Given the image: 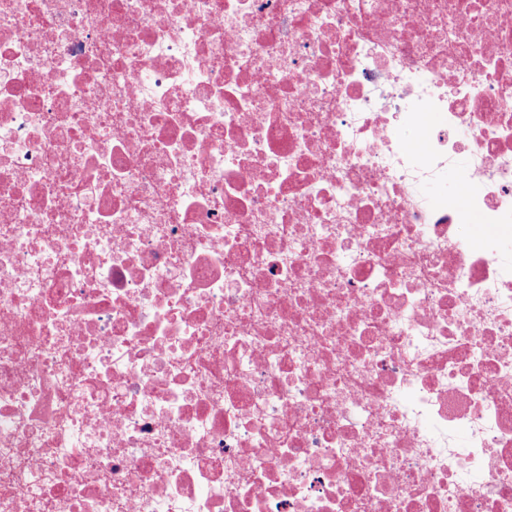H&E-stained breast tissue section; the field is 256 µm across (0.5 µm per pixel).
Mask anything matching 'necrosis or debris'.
<instances>
[{"label": "necrosis or debris", "mask_w": 512, "mask_h": 512, "mask_svg": "<svg viewBox=\"0 0 512 512\" xmlns=\"http://www.w3.org/2000/svg\"><path fill=\"white\" fill-rule=\"evenodd\" d=\"M0 512H512V0H0Z\"/></svg>", "instance_id": "1"}]
</instances>
